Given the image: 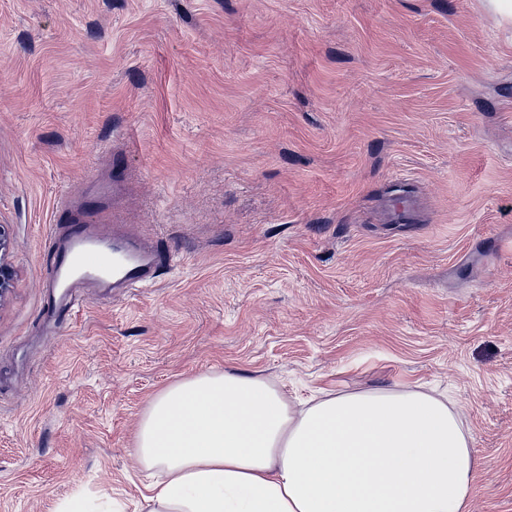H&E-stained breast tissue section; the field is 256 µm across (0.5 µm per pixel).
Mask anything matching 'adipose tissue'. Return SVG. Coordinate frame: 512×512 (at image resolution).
Listing matches in <instances>:
<instances>
[{
    "label": "adipose tissue",
    "mask_w": 512,
    "mask_h": 512,
    "mask_svg": "<svg viewBox=\"0 0 512 512\" xmlns=\"http://www.w3.org/2000/svg\"><path fill=\"white\" fill-rule=\"evenodd\" d=\"M134 456L157 477L140 512H468L477 466L447 397L401 389L296 403L238 372L154 395Z\"/></svg>",
    "instance_id": "adipose-tissue-1"
}]
</instances>
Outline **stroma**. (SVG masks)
Segmentation results:
<instances>
[{"instance_id": "obj_1", "label": "stroma", "mask_w": 512, "mask_h": 512, "mask_svg": "<svg viewBox=\"0 0 512 512\" xmlns=\"http://www.w3.org/2000/svg\"><path fill=\"white\" fill-rule=\"evenodd\" d=\"M65 198L168 262L53 322ZM0 224V512H135L138 420L207 371L448 395L471 512H512V30L481 0H0ZM10 247L9 225L0 224V302L7 297L14 284V271L8 262Z\"/></svg>"}]
</instances>
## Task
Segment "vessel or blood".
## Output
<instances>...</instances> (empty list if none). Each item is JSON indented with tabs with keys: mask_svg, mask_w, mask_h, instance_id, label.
<instances>
[{
	"mask_svg": "<svg viewBox=\"0 0 512 512\" xmlns=\"http://www.w3.org/2000/svg\"><path fill=\"white\" fill-rule=\"evenodd\" d=\"M54 263L46 285L53 305L71 310L87 284L128 290L151 284L165 257L154 246L128 237H110L75 215H67L53 241Z\"/></svg>",
	"mask_w": 512,
	"mask_h": 512,
	"instance_id": "1",
	"label": "vessel or blood"
}]
</instances>
